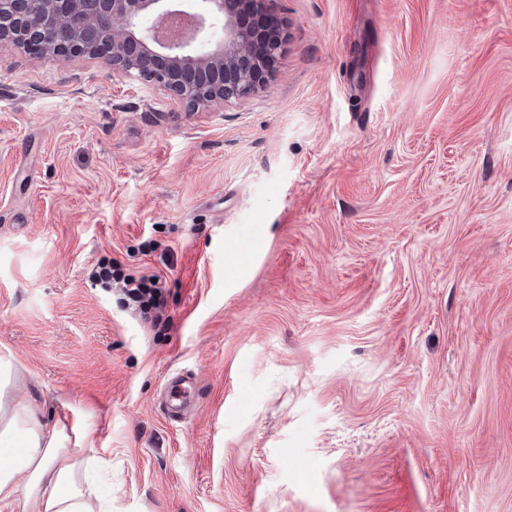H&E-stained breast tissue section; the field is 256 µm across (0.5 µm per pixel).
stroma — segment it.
I'll list each match as a JSON object with an SVG mask.
<instances>
[{
    "instance_id": "1",
    "label": "stroma",
    "mask_w": 512,
    "mask_h": 512,
    "mask_svg": "<svg viewBox=\"0 0 512 512\" xmlns=\"http://www.w3.org/2000/svg\"><path fill=\"white\" fill-rule=\"evenodd\" d=\"M272 12L271 82L198 111L0 48V352L112 512H512V0ZM118 284L144 320H150L155 326L160 324L159 312L166 305V279L162 275L151 273L138 277L125 276Z\"/></svg>"
}]
</instances>
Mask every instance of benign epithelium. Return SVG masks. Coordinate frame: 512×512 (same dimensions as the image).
Here are the masks:
<instances>
[{
  "label": "benign epithelium",
  "mask_w": 512,
  "mask_h": 512,
  "mask_svg": "<svg viewBox=\"0 0 512 512\" xmlns=\"http://www.w3.org/2000/svg\"><path fill=\"white\" fill-rule=\"evenodd\" d=\"M274 0H0V47L58 61L92 58L153 81L192 109L243 99L281 39L247 18Z\"/></svg>",
  "instance_id": "benign-epithelium-1"
}]
</instances>
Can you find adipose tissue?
I'll list each match as a JSON object with an SVG mask.
<instances>
[{
	"label": "adipose tissue",
	"mask_w": 512,
	"mask_h": 512,
	"mask_svg": "<svg viewBox=\"0 0 512 512\" xmlns=\"http://www.w3.org/2000/svg\"><path fill=\"white\" fill-rule=\"evenodd\" d=\"M87 434L43 412L21 391L11 353L0 354V512H112L111 494L89 480Z\"/></svg>",
	"instance_id": "1"
}]
</instances>
